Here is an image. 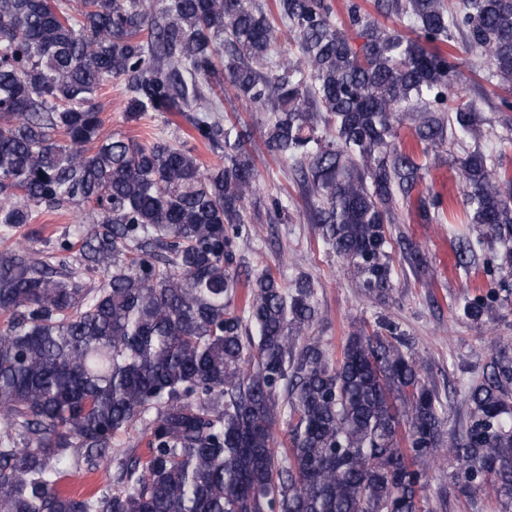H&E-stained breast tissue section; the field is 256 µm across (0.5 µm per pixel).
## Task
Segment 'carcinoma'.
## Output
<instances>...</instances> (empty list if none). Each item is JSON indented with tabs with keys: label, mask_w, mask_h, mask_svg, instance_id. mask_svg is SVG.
Returning <instances> with one entry per match:
<instances>
[{
	"label": "carcinoma",
	"mask_w": 512,
	"mask_h": 512,
	"mask_svg": "<svg viewBox=\"0 0 512 512\" xmlns=\"http://www.w3.org/2000/svg\"><path fill=\"white\" fill-rule=\"evenodd\" d=\"M0 0V240L48 211L90 205L101 225L0 250V512H433L439 454L458 495L512 512V346L447 411L398 323L360 326L332 356L311 338L310 280L243 274L238 240L258 190L254 130L224 87L262 112L264 150L291 164L323 242L355 286L392 290L391 225L424 165L399 147L413 121L426 163L476 133L459 54L512 109V0ZM407 20L411 36L376 16ZM363 39L356 45L353 37ZM125 84L124 118L182 115L224 163L105 130L97 102ZM475 239L512 267V174L457 159ZM419 216L446 222L440 194ZM105 279L85 288L83 271ZM498 317L496 289L467 298ZM287 426L286 441L276 427ZM139 426L146 456L117 438ZM114 470L72 494L70 471Z\"/></svg>",
	"instance_id": "cac0c4a2"
}]
</instances>
